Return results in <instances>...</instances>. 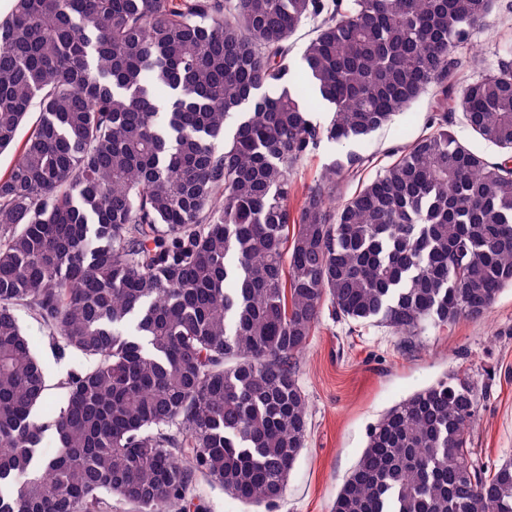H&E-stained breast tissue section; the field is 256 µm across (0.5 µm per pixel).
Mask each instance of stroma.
I'll return each mask as SVG.
<instances>
[{"label": "stroma", "mask_w": 512, "mask_h": 512, "mask_svg": "<svg viewBox=\"0 0 512 512\" xmlns=\"http://www.w3.org/2000/svg\"><path fill=\"white\" fill-rule=\"evenodd\" d=\"M433 104V92H426L366 139L323 143L300 166L299 188L313 184L331 159L348 153L363 158L366 175H374L392 162L394 150L426 133ZM18 316L49 375L46 407L56 409L65 400L62 379L85 361L73 353L58 358L46 327L26 310ZM456 372L468 375L479 392L470 431L475 462L488 470L512 459V288L480 319L412 336L323 316L297 362L296 377L310 405L305 447L283 495L262 512H330L382 414Z\"/></svg>", "instance_id": "stroma-1"}]
</instances>
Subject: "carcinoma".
I'll return each instance as SVG.
<instances>
[{"mask_svg":"<svg viewBox=\"0 0 512 512\" xmlns=\"http://www.w3.org/2000/svg\"><path fill=\"white\" fill-rule=\"evenodd\" d=\"M500 8L512 0H13L0 512H185L199 475L269 505L305 445L295 361L324 311L412 334L512 288V39L488 66L470 41ZM309 22L306 92L289 41ZM466 63L485 72L458 92ZM431 88L429 133L367 179L362 158L333 160L292 207L322 142L364 139ZM338 178L360 182L339 202ZM20 307L90 361L61 382L51 454ZM477 405L450 376L389 409L331 512H512V460L487 474L468 448Z\"/></svg>","mask_w":512,"mask_h":512,"instance_id":"cac0c4a2","label":"carcinoma"}]
</instances>
